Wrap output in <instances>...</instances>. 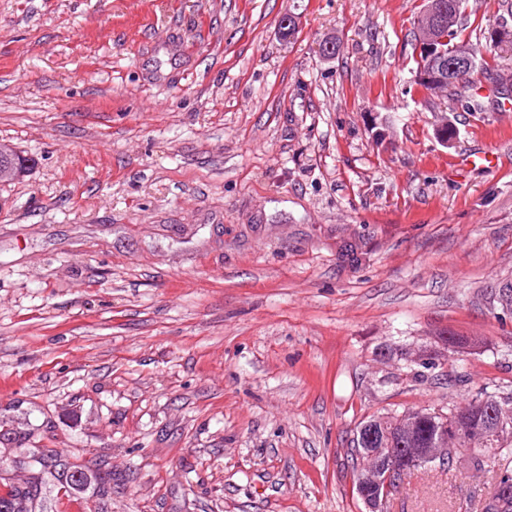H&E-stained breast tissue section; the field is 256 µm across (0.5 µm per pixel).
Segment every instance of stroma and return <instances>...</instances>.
<instances>
[{"label": "stroma", "instance_id": "35a3bbf8", "mask_svg": "<svg viewBox=\"0 0 512 512\" xmlns=\"http://www.w3.org/2000/svg\"><path fill=\"white\" fill-rule=\"evenodd\" d=\"M413 6L0 0L1 461L107 463L104 512H368L359 422L512 397V111L415 91Z\"/></svg>", "mask_w": 512, "mask_h": 512}]
</instances>
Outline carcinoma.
<instances>
[{
	"label": "carcinoma",
	"instance_id": "obj_1",
	"mask_svg": "<svg viewBox=\"0 0 512 512\" xmlns=\"http://www.w3.org/2000/svg\"><path fill=\"white\" fill-rule=\"evenodd\" d=\"M468 2L441 0L448 24L435 32V36L444 57L450 58L458 48L466 47L472 52L476 69L488 75L504 73L512 78V31L503 38H495L500 52L489 58L483 56L467 33L471 27L479 26L477 10L468 9ZM445 70L448 71L444 82L445 98L452 112L458 108L471 113L483 112L486 103L512 96L506 88L493 98L485 96L479 85L458 76L448 66ZM464 408V415L458 407L450 408L446 413L425 408L412 411L404 418L372 416L360 422L351 455L353 481H358L360 472L372 467L365 449L382 445L398 447L402 441L401 425L406 423L413 426L412 447L448 446V460L445 462L448 467L457 462L458 449L474 445L476 450L470 455V463L482 468L489 461L496 468L493 494L478 504L474 512H512V493L507 495L503 492L504 487H512V441L504 439V436L512 435V400L479 397L465 403ZM23 465L29 470V477L24 483L15 484L8 477H0L4 487L0 493V512H45L43 488L49 484L59 485L71 477V472L81 469L73 462L44 451L32 452ZM96 482L99 484V503L103 505L112 495V473L98 469Z\"/></svg>",
	"mask_w": 512,
	"mask_h": 512
}]
</instances>
